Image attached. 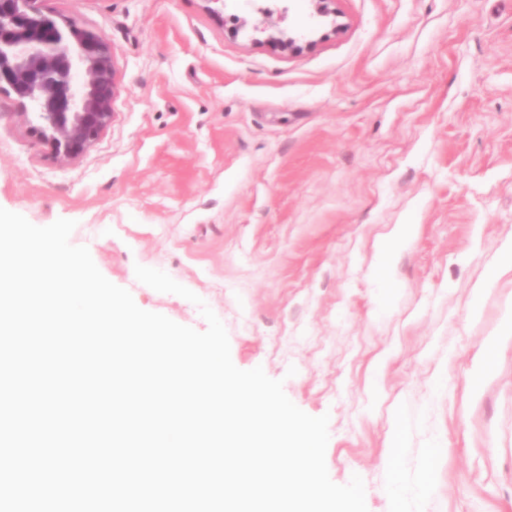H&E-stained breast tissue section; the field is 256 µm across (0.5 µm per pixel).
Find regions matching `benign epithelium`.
I'll use <instances>...</instances> for the list:
<instances>
[{
	"label": "benign epithelium",
	"instance_id": "1",
	"mask_svg": "<svg viewBox=\"0 0 512 512\" xmlns=\"http://www.w3.org/2000/svg\"><path fill=\"white\" fill-rule=\"evenodd\" d=\"M43 0H0V93L33 107V133L62 160L112 121L117 86L106 40L45 15Z\"/></svg>",
	"mask_w": 512,
	"mask_h": 512
}]
</instances>
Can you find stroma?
Instances as JSON below:
<instances>
[{
	"mask_svg": "<svg viewBox=\"0 0 512 512\" xmlns=\"http://www.w3.org/2000/svg\"><path fill=\"white\" fill-rule=\"evenodd\" d=\"M334 8L44 0L106 37L113 118L62 163L1 93L0 208L75 221L143 310L207 328L139 264L203 299L235 366L328 415L329 476L368 512H512V274L473 305L512 247V0Z\"/></svg>",
	"mask_w": 512,
	"mask_h": 512,
	"instance_id": "stroma-1",
	"label": "stroma"
}]
</instances>
